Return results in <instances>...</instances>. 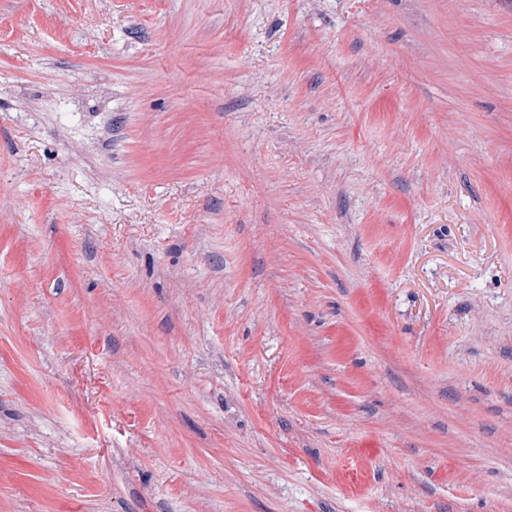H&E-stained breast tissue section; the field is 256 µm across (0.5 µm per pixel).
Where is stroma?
<instances>
[{
	"label": "stroma",
	"mask_w": 512,
	"mask_h": 512,
	"mask_svg": "<svg viewBox=\"0 0 512 512\" xmlns=\"http://www.w3.org/2000/svg\"><path fill=\"white\" fill-rule=\"evenodd\" d=\"M0 512H512V0H0Z\"/></svg>",
	"instance_id": "35a3bbf8"
}]
</instances>
